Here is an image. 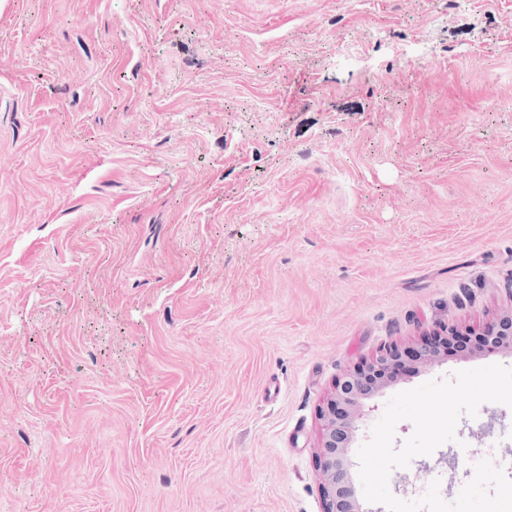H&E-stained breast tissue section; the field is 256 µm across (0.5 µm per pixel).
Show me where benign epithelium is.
Instances as JSON below:
<instances>
[{
	"label": "benign epithelium",
	"mask_w": 512,
	"mask_h": 512,
	"mask_svg": "<svg viewBox=\"0 0 512 512\" xmlns=\"http://www.w3.org/2000/svg\"><path fill=\"white\" fill-rule=\"evenodd\" d=\"M471 335L488 348L511 345L512 316H503ZM459 336L458 330L447 327L445 334L425 338L408 351L387 346L336 380L329 398L317 408L321 440L315 463L321 477L322 512H360L351 490L349 447L367 401L394 382L405 355L431 364L447 354L448 342Z\"/></svg>",
	"instance_id": "7a95c632"
}]
</instances>
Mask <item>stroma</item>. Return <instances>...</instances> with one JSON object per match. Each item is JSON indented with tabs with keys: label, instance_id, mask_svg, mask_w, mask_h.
Returning <instances> with one entry per match:
<instances>
[{
	"label": "stroma",
	"instance_id": "obj_1",
	"mask_svg": "<svg viewBox=\"0 0 512 512\" xmlns=\"http://www.w3.org/2000/svg\"><path fill=\"white\" fill-rule=\"evenodd\" d=\"M510 313L512 0H0V512H321L335 381ZM455 435L391 494L512 478Z\"/></svg>",
	"mask_w": 512,
	"mask_h": 512
}]
</instances>
